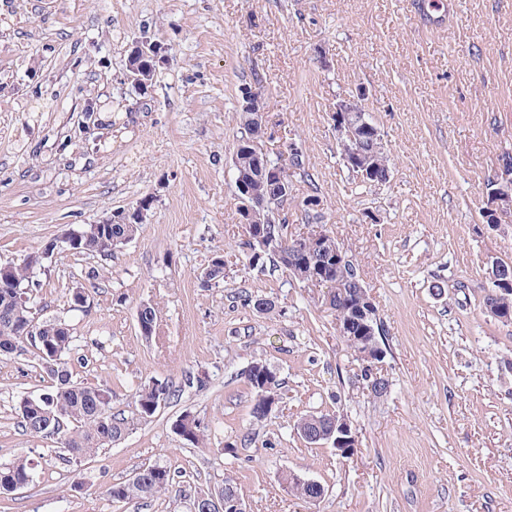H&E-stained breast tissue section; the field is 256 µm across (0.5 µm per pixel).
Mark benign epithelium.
Listing matches in <instances>:
<instances>
[{"mask_svg": "<svg viewBox=\"0 0 512 512\" xmlns=\"http://www.w3.org/2000/svg\"><path fill=\"white\" fill-rule=\"evenodd\" d=\"M133 56L149 61L154 71L163 64L161 47L156 44L135 43ZM365 99L366 93L361 89L357 90L356 95L336 104L332 120L337 144L342 149V158L345 163L357 170L359 179L373 183L375 175L369 158L374 152L385 149V143L378 127L368 121L366 109L361 107L362 101ZM267 108V99L260 91L250 87L242 90L239 110L249 114V125L253 133V137L249 140V144L253 146L252 166L258 172L267 174L270 179L286 187L288 186V169L281 166L270 167L262 140L258 139V135L265 131ZM235 198L238 201L241 222L248 226L250 239H260L254 226L253 215L256 210L266 208V205L264 201L253 195L241 174L235 178ZM151 206V199L140 200L126 210L89 225L87 232L69 231L61 239V242L73 252L95 249L100 229L104 228V225L132 224L134 222L142 224L145 222ZM510 211H512V184L506 182L493 193L490 206L484 211V219L488 224H496L501 215ZM299 253H317L326 258L336 257V265L333 270L328 273L322 271L315 274L309 284L327 289V303L330 308L335 310L342 303L351 306L349 313L336 315L337 332L346 341L354 338L350 330L354 329L356 324L366 332V335L357 340L355 355L365 366L368 374L366 382L371 393L377 397L386 395L388 392L387 382L377 372L378 364L384 358V352L380 345L373 340L374 331L369 323L372 303L364 296L354 302L342 288V280L345 277L343 250L333 244L331 234L323 225L312 224L306 233L294 238L283 239L279 248V257L290 262L294 261L295 255ZM325 443L332 445L338 455L349 457L358 448L359 439L355 430L352 429L350 421L341 415L332 419L330 432L325 436ZM201 508L205 512H248L246 502L233 497L227 489L222 493H215L204 508L197 500L190 505L191 512H199Z\"/></svg>", "mask_w": 512, "mask_h": 512, "instance_id": "obj_1", "label": "benign epithelium"}]
</instances>
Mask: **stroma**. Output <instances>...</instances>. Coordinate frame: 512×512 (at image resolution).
<instances>
[{"instance_id": "35a3bbf8", "label": "stroma", "mask_w": 512, "mask_h": 512, "mask_svg": "<svg viewBox=\"0 0 512 512\" xmlns=\"http://www.w3.org/2000/svg\"><path fill=\"white\" fill-rule=\"evenodd\" d=\"M412 2L0 0V264L45 254L36 317L71 327L74 381L110 389L130 423L81 461L59 437L26 435L17 402L52 382L30 344L0 356V464L25 455L37 471L0 512H188L195 489L228 479L249 512H512V322L480 307L491 262L512 263V212L483 218L512 156V0H445L431 32ZM141 40L166 51L144 89L126 79ZM361 86L393 163L383 185L349 172L336 142L335 106ZM244 87L268 100L267 155L303 152L288 235L306 231L302 202L315 198L370 291L386 396L367 390L324 289L247 266L232 165ZM145 196L139 235L110 256L59 247ZM219 253L223 281L201 287ZM78 286L88 309L68 304ZM145 302L160 310L150 340L137 326ZM256 362L280 385L262 421L245 377ZM198 374L205 387L186 386ZM155 378L180 394L140 416L136 393ZM187 410L204 447L173 428ZM327 411L357 432L352 456L294 431ZM156 462L178 474L168 493L112 500L113 483ZM289 473L323 498L295 496Z\"/></svg>"}]
</instances>
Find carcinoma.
Wrapping results in <instances>:
<instances>
[{"label": "carcinoma", "mask_w": 512, "mask_h": 512, "mask_svg": "<svg viewBox=\"0 0 512 512\" xmlns=\"http://www.w3.org/2000/svg\"><path fill=\"white\" fill-rule=\"evenodd\" d=\"M250 187L256 197L273 205H282L286 201L284 187L257 174L251 181ZM257 224L264 233V242H248L246 259L248 265L256 269H265L267 265L278 268L294 279L306 283L312 279L316 267L322 262L321 257L300 254L295 261L284 263L273 248L280 244L285 237V226L282 224H267L264 217L257 216ZM139 224H111L109 235L116 245H124L135 239L139 233ZM13 280L16 287L0 288V310L16 307L17 301L28 294L29 275L27 268L13 265ZM483 307L491 316L500 318L512 317V285L494 297L487 293L483 297ZM34 324V336L19 335L20 329ZM0 342L11 343L18 347L28 342L35 349L38 366L53 382V390L38 396H23L17 403L20 425L31 436L45 434L43 423L52 419L61 421L56 433L63 434V448L75 459L91 457L100 450L112 446L121 440L129 428L126 418L112 413L111 392L72 380L67 356L72 350L73 336L69 329L55 319L37 320L33 313L21 309L15 313L14 326L10 327L0 316ZM55 354L61 364L54 372L46 371V357ZM259 366H251L246 375L253 390L251 413L258 420H265L275 411L279 402L277 388L273 384L267 386L256 383ZM176 396V389L168 380L154 379L141 387L136 395V402L142 406L169 402ZM182 425L190 434L187 441L197 446L204 443L205 433L198 419L189 411L181 414ZM332 418V413H317L301 417L296 423V431L303 440L308 435H318L325 431L326 425ZM71 425L67 431L62 427ZM33 471L32 463L24 457H18L8 464L0 465V483L5 480H23ZM175 473L171 469L157 463L140 468V474L125 481L112 485L109 494L115 501L153 500L169 491L173 485ZM292 491L296 496L310 501L323 494V487L307 484H293Z\"/></svg>", "instance_id": "1"}]
</instances>
